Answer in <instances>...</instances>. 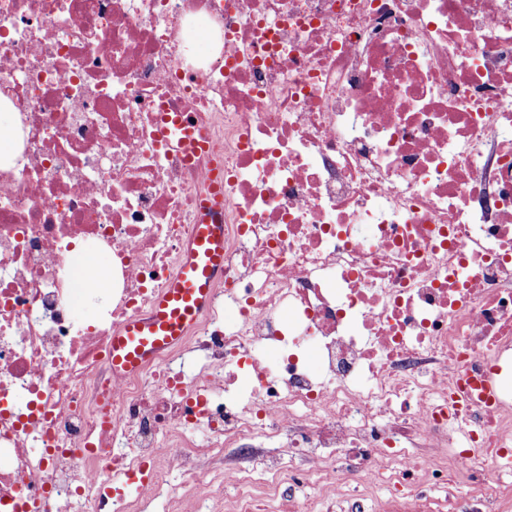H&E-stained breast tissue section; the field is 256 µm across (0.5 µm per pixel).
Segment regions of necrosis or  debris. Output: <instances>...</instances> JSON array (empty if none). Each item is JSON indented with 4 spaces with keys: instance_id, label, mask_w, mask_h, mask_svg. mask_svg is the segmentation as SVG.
<instances>
[{
    "instance_id": "1",
    "label": "necrosis or debris",
    "mask_w": 512,
    "mask_h": 512,
    "mask_svg": "<svg viewBox=\"0 0 512 512\" xmlns=\"http://www.w3.org/2000/svg\"><path fill=\"white\" fill-rule=\"evenodd\" d=\"M4 101L0 512H154L175 473L269 512L297 456L335 512L390 480L380 512H426L424 483L448 512H512L490 483L512 477V0H0ZM163 109L192 114L193 158L157 139ZM216 168L212 303L113 379ZM79 239L112 260L94 325L70 305ZM488 371L494 403L458 397Z\"/></svg>"
}]
</instances>
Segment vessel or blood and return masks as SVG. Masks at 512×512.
<instances>
[{"label":"vessel or blood","instance_id":"b4317fda","mask_svg":"<svg viewBox=\"0 0 512 512\" xmlns=\"http://www.w3.org/2000/svg\"><path fill=\"white\" fill-rule=\"evenodd\" d=\"M161 139H176L186 155L198 153L200 143L187 128L184 114L158 130ZM223 215L213 204L203 208V221L194 225L178 271L155 298L150 314L134 318L112 338V371L131 375L178 345L210 303L216 279L224 269Z\"/></svg>","mask_w":512,"mask_h":512}]
</instances>
